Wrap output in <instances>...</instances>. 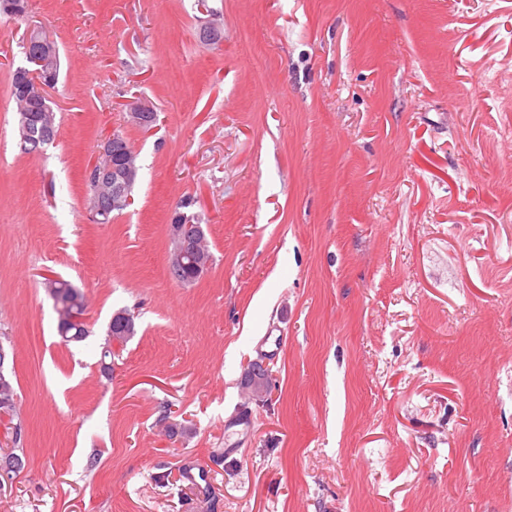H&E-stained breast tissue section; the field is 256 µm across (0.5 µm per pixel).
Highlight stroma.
I'll list each match as a JSON object with an SVG mask.
<instances>
[{"instance_id": "obj_1", "label": "stroma", "mask_w": 512, "mask_h": 512, "mask_svg": "<svg viewBox=\"0 0 512 512\" xmlns=\"http://www.w3.org/2000/svg\"><path fill=\"white\" fill-rule=\"evenodd\" d=\"M31 25L60 49L58 130L24 154ZM116 131L134 202L96 224L88 170ZM190 195L213 262L183 285L168 224ZM50 275L84 293V342L58 335ZM121 309L137 333L105 365ZM0 344L21 425L0 422V453L26 460L0 512H512V0L0 14Z\"/></svg>"}]
</instances>
